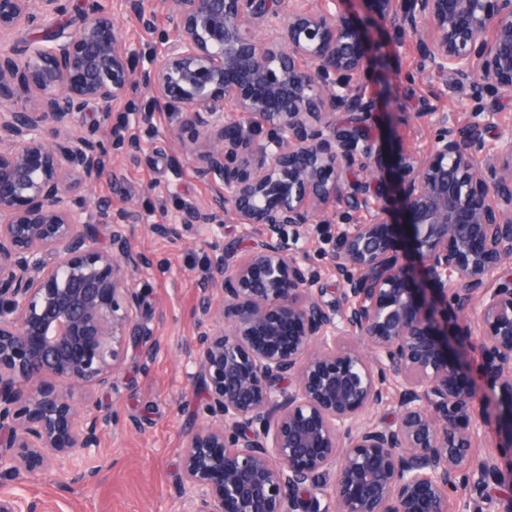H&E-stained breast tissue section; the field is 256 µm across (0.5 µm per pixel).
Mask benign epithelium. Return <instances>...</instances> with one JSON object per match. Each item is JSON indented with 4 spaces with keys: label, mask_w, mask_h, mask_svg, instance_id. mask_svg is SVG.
<instances>
[{
    "label": "benign epithelium",
    "mask_w": 512,
    "mask_h": 512,
    "mask_svg": "<svg viewBox=\"0 0 512 512\" xmlns=\"http://www.w3.org/2000/svg\"><path fill=\"white\" fill-rule=\"evenodd\" d=\"M177 35L133 47L101 10L71 31L0 50V476L42 451L62 464L98 447L102 421L86 397L112 388L128 346L144 340L133 273L148 265L112 221L92 232L76 187L112 177L113 146L135 139L109 126L114 102L177 112L182 138L198 128L202 175L220 183L211 205L257 226L243 258L216 247L200 279L210 328L193 345L195 384L210 421L181 448L183 512H447L464 488L467 512H512V131L483 154L494 102L512 96V0H362L394 40L416 38L419 74L462 87L465 126L437 106L428 152L397 159L392 205L358 166L381 161L363 130L373 57L349 0H168ZM125 10L154 29L147 0ZM69 0H0V37L63 17ZM38 94L21 104L19 92ZM234 117L224 116V103ZM95 104L101 134L76 132ZM349 114L334 128L330 118ZM266 132L255 148L252 133ZM364 209L358 224L352 213ZM340 224L328 267L357 303L336 302L304 268L299 241ZM406 230L408 262L384 236ZM463 323L448 328V314ZM479 353L504 412L474 413L477 384L461 383L453 341ZM388 409L392 420L365 418ZM494 450L472 454L492 426ZM334 475L330 495L313 490Z\"/></svg>",
    "instance_id": "1"
}]
</instances>
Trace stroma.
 Here are the masks:
<instances>
[{
	"instance_id": "35a3bbf8",
	"label": "stroma",
	"mask_w": 512,
	"mask_h": 512,
	"mask_svg": "<svg viewBox=\"0 0 512 512\" xmlns=\"http://www.w3.org/2000/svg\"><path fill=\"white\" fill-rule=\"evenodd\" d=\"M99 5L112 13L127 42L146 40V32L126 12L122 0H71L67 19L48 20L33 33L20 32L10 44L22 49L32 36L54 33L65 21H79ZM349 9L381 44L391 81L387 93L380 92L378 84L370 86L375 110L365 130L374 150L386 156L425 153L434 128L424 111L435 97L458 123L469 120L464 92L447 88L442 77L417 75L415 38L398 44L384 28L370 27L371 8L364 0H353ZM410 73L415 81H407ZM111 122L138 138L140 152L133 162L121 152L113 153V179L89 189L92 200L104 201L107 208L92 211L90 222L103 241L113 217L131 213L127 226L131 244L152 260L149 268L134 276L142 296L141 322L158 348L151 352L144 344L130 345L111 389L92 397L98 413L108 419L97 454L80 464L82 470L92 472V482L84 483L76 472L49 465L45 459H30L16 479L0 478V507L7 512H181L177 495L183 476L181 447L186 433L208 420L193 391L190 374L195 367L187 354L191 341L206 326L199 312L198 282L214 243L243 245L258 235L230 219L209 227L182 223L186 205L207 206L217 190L186 159L187 154L207 150L206 134L172 138L176 113H133L121 101L113 106ZM158 224L175 225L177 232L157 235ZM336 230L333 224L312 227L305 267L321 279L327 299L342 310L347 302L326 266Z\"/></svg>"
}]
</instances>
